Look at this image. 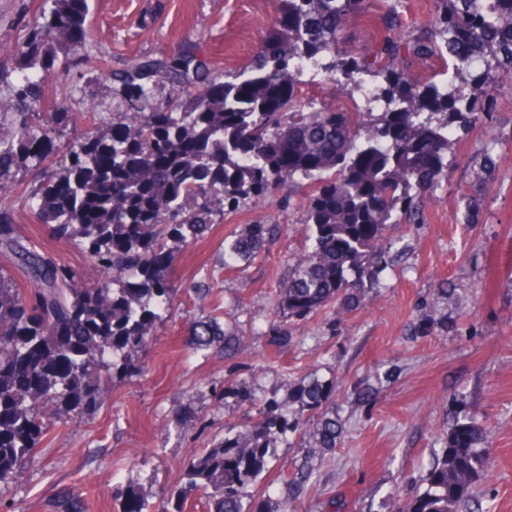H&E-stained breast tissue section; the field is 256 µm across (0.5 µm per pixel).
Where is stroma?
Segmentation results:
<instances>
[{
	"instance_id": "1",
	"label": "stroma",
	"mask_w": 512,
	"mask_h": 512,
	"mask_svg": "<svg viewBox=\"0 0 512 512\" xmlns=\"http://www.w3.org/2000/svg\"><path fill=\"white\" fill-rule=\"evenodd\" d=\"M51 0H0V101L7 79L21 64L17 44L33 18L49 13ZM279 0H90L85 41L57 50L46 62L43 109L61 112L66 125L52 142L60 152L75 133L105 130L125 108L114 73L132 58L192 55L214 75L242 70L262 45L278 15ZM382 5L352 15L340 47L357 53L380 32ZM106 59V70L81 64L84 55ZM299 97L315 106L360 112V92L336 91L323 78L301 79ZM496 110L482 127L449 129L448 179L425 199L419 220L395 224L385 245L402 258L379 276L354 312L327 309L288 322L275 296L293 257L307 238L303 206L311 185L272 191L218 219L204 238L174 246L170 282L174 304L157 324L153 342L133 368L115 374L102 403L84 418L52 422L22 478L0 483V512H53L60 492L86 497L88 512H118L114 488H133L145 512L169 508L189 462L242 425L237 388L257 405L275 399L282 413L297 409L295 379L334 383L344 443L316 460V488L293 512H397L417 490L439 454L452 414L487 427L492 466L476 490L494 498L496 512H512V81L500 80ZM496 139L498 166L487 180L477 215L464 198L472 161ZM46 166L12 172L7 180L20 233L38 250L75 271L82 284L101 279L80 243L34 222L26 195L49 176ZM269 223L281 232L264 255L239 270L224 268V244L245 225ZM216 321L242 337L238 355L223 339L193 342V329ZM292 333L277 348L276 329ZM375 397L360 403V384ZM298 435L278 439L275 470L260 476L250 506L277 499V471L305 454Z\"/></svg>"
}]
</instances>
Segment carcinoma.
Returning <instances> with one entry per match:
<instances>
[{
	"label": "carcinoma",
	"instance_id": "carcinoma-1",
	"mask_svg": "<svg viewBox=\"0 0 512 512\" xmlns=\"http://www.w3.org/2000/svg\"><path fill=\"white\" fill-rule=\"evenodd\" d=\"M267 41L239 73L214 78L204 63L136 60L116 74L128 108L112 113V134L68 141L55 171L28 206L38 224L79 239L105 279L79 284L75 274L21 236L12 207L0 204V254L28 280L0 267V481L23 475L48 419H79L102 402L113 374L131 367L173 304L167 241L197 240L248 200L285 184H314L305 210L307 251L277 293L279 313L304 321L335 305L353 312L392 262L381 244L391 224L419 217L426 195L448 179V116L475 126L492 116V80L512 77V0H434L432 19L404 25L396 7L381 15L383 35L367 51H340L350 14L366 0H279ZM50 16L28 24L18 43L24 67L14 78L0 135V178L40 163L65 117L41 111L45 86L37 66L52 43L82 42L89 0H52ZM437 58L452 77L427 82L409 64ZM340 84L376 73L383 85L366 119L302 101L295 64ZM162 74L173 86L165 109H147L145 81ZM41 144L34 149L33 144ZM498 155L473 161L468 196L477 209ZM280 232L248 224L225 247V264L256 260ZM334 385L295 384L294 416L258 409L188 464L170 492L179 507L202 493L209 512H286L314 486V452L342 441ZM301 435L311 447L281 474L271 509L245 507L259 476L277 456L276 435ZM486 429L467 415L448 421L446 445L400 512H477L475 489L486 476ZM122 512H143L133 490H117ZM55 512H87L80 495H60Z\"/></svg>",
	"mask_w": 512,
	"mask_h": 512
}]
</instances>
